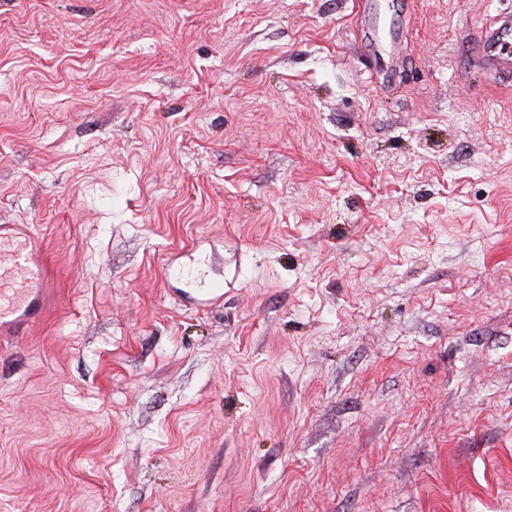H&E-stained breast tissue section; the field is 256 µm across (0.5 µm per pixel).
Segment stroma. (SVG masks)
<instances>
[{"mask_svg":"<svg viewBox=\"0 0 512 512\" xmlns=\"http://www.w3.org/2000/svg\"><path fill=\"white\" fill-rule=\"evenodd\" d=\"M512 0H0V512H512ZM511 13L499 12L488 26H482L473 37L476 62L482 68L496 73H512ZM365 24L369 29L368 42L371 47L372 55L383 51H393L399 43L398 33L392 28L391 24H376L370 19H365ZM14 272L26 284L27 291L10 307L0 311V334L19 333L45 318V270L33 249L18 243L9 253Z\"/></svg>","mask_w":512,"mask_h":512,"instance_id":"35a3bbf8","label":"stroma"}]
</instances>
